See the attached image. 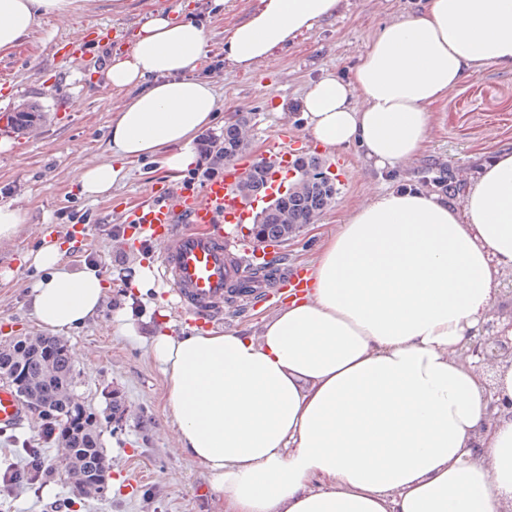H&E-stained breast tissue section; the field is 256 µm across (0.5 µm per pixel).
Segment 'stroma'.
<instances>
[{
	"label": "stroma",
	"mask_w": 512,
	"mask_h": 512,
	"mask_svg": "<svg viewBox=\"0 0 512 512\" xmlns=\"http://www.w3.org/2000/svg\"><path fill=\"white\" fill-rule=\"evenodd\" d=\"M122 15L112 0H77L67 14H49L12 48L0 51V84L13 95L0 102L1 112L33 106L40 121L25 133L6 128L8 149L0 151V204H12L22 215L17 234L0 241V343L40 334L31 309V289L40 271L20 265L22 253L37 250L43 240L64 245L63 260L71 268L87 267L107 280L102 314L82 327L61 332L78 373L75 395L97 416H105L111 398L124 407L119 430L104 426L102 446L111 461L105 496L76 498L58 470L59 443L43 438L37 411L24 427L0 433V469H26L27 449H40L48 467L37 484L19 483L0 495V512H215L211 477L178 449L174 427L166 415L167 383L152 352L157 332L178 336L192 322L176 313L160 280L137 289L133 279L146 266L124 248L133 233L125 224L128 208L158 199L187 181L191 170L175 172L160 160L145 159L126 166L125 177L110 196L89 199L79 191L82 171L110 157L109 127L126 97L114 91L104 70L116 46H128L139 25L158 9H182L204 23L213 57L224 52V32L258 0H229L214 12L212 0H125ZM424 0H342L336 16L297 38L274 59L251 73L230 65L206 67L200 76L214 86L224 118L248 113L251 155L262 154L269 140L287 130L294 150L322 153L298 110L309 85L323 73L349 75L360 54L385 24L402 19ZM85 37L81 52L64 57L60 47ZM426 147L421 155L391 171H366L355 148L326 154L327 172L336 184V200L316 223L282 246L283 265L311 266L323 241L351 208L379 193L421 189L424 177L439 164L452 167L457 184H466L490 154L512 149V67L490 65L431 108ZM288 303L284 293L263 303L224 306L212 329L258 330ZM131 317L133 332H124L113 317Z\"/></svg>",
	"instance_id": "35a3bbf8"
}]
</instances>
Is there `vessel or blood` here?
Segmentation results:
<instances>
[{
	"label": "vessel or blood",
	"mask_w": 512,
	"mask_h": 512,
	"mask_svg": "<svg viewBox=\"0 0 512 512\" xmlns=\"http://www.w3.org/2000/svg\"><path fill=\"white\" fill-rule=\"evenodd\" d=\"M294 158L287 131H280L259 159L268 172L265 195L278 191L281 173ZM248 168L245 161L227 165L219 176L200 186L178 188L160 203L126 213V223L141 230L133 246L145 259L155 260L178 311L195 320L210 322L223 316L229 291L253 303L269 295L265 282L250 276L252 244L224 234L225 225L250 223L259 205L258 200H245L239 191ZM26 418V404L11 388L0 385V430L20 428Z\"/></svg>",
	"instance_id": "vessel-or-blood-1"
}]
</instances>
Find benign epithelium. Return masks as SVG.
<instances>
[{"instance_id": "7a95c632", "label": "benign epithelium", "mask_w": 512, "mask_h": 512, "mask_svg": "<svg viewBox=\"0 0 512 512\" xmlns=\"http://www.w3.org/2000/svg\"><path fill=\"white\" fill-rule=\"evenodd\" d=\"M499 296L507 301L497 305L490 313V319L470 333L467 350L463 357L474 360V366L487 381V413L489 421L496 423L502 417H512L504 412V404L495 390L497 368L505 361H512V274H506L499 284Z\"/></svg>"}]
</instances>
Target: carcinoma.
I'll return each mask as SVG.
<instances>
[{"mask_svg":"<svg viewBox=\"0 0 512 512\" xmlns=\"http://www.w3.org/2000/svg\"><path fill=\"white\" fill-rule=\"evenodd\" d=\"M248 115H236L224 122V128L208 134L216 155L210 166L217 169L249 153L246 131ZM295 176L283 181L284 192L270 201L251 225V234L270 240L297 236L308 224L317 221L321 212L336 196V185L323 170L320 161L300 159L294 166ZM266 170L256 164L243 181V190L254 193L264 184ZM429 184L442 191L453 188L454 176L448 165L438 168ZM21 383L22 398L38 410L48 424L66 427L69 448L68 465L85 478L80 492L96 493L97 477L108 459L100 441L101 423L77 401L74 393L76 369L69 347L55 336L19 337L0 348V378Z\"/></svg>","mask_w":512,"mask_h":512,"instance_id":"carcinoma-1","label":"carcinoma"}]
</instances>
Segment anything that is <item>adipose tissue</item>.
Instances as JSON below:
<instances>
[{"instance_id": "ef3b65f1", "label": "adipose tissue", "mask_w": 512, "mask_h": 512, "mask_svg": "<svg viewBox=\"0 0 512 512\" xmlns=\"http://www.w3.org/2000/svg\"><path fill=\"white\" fill-rule=\"evenodd\" d=\"M75 0H0V49ZM341 0H258L224 37V60L271 62ZM206 27L158 11L105 71L131 90L110 126L109 161L81 194L108 195L129 161H198L220 102L198 72ZM490 64L512 66V0H425L383 26L348 78L327 73L299 102L324 148L353 146L386 170L421 154L429 108ZM27 252L43 276L32 314L46 331L101 313L108 285ZM512 272V150L483 163L460 197L391 190L353 208L312 264L311 286L259 331L196 330L151 340L181 452L212 477L224 512H504L512 506V418L487 422L486 386L461 357Z\"/></svg>"}]
</instances>
